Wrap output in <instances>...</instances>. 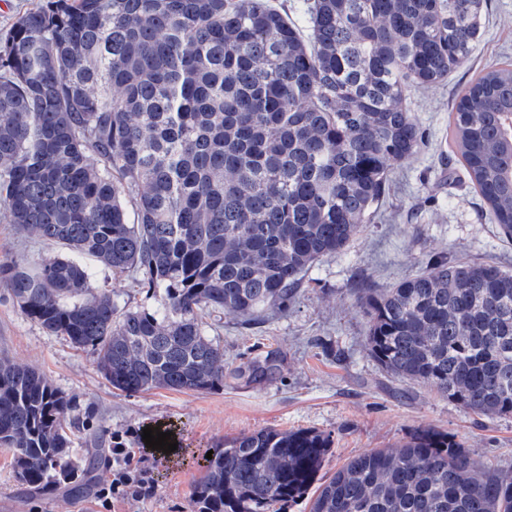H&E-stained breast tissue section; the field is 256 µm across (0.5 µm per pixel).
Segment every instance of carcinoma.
<instances>
[{
    "instance_id": "1",
    "label": "carcinoma",
    "mask_w": 512,
    "mask_h": 512,
    "mask_svg": "<svg viewBox=\"0 0 512 512\" xmlns=\"http://www.w3.org/2000/svg\"><path fill=\"white\" fill-rule=\"evenodd\" d=\"M483 0H306L302 33L272 0H44L0 30V221L59 252L0 264V286L46 333L89 349L113 388H224L206 313L288 312L308 270L370 222L422 133L407 99L478 45ZM457 154L512 238V63L452 112ZM93 259L160 293L155 310L94 285ZM368 355L466 411L512 415V271L446 252L390 288H353ZM270 351L237 368L279 372ZM76 402L0 357V447L33 491H90ZM331 435L261 429L216 450L193 512H512V475L421 429L315 485Z\"/></svg>"
}]
</instances>
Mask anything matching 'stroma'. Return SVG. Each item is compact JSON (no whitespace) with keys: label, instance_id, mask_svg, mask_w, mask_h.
<instances>
[{"label":"stroma","instance_id":"35a3bbf8","mask_svg":"<svg viewBox=\"0 0 512 512\" xmlns=\"http://www.w3.org/2000/svg\"><path fill=\"white\" fill-rule=\"evenodd\" d=\"M483 22L472 56L446 83L412 90L408 107L423 132V145L395 170L393 190L376 218L362 225L342 253L311 268L288 312H269L251 326L224 314L208 317L209 334L224 346L223 389L131 395L114 389L91 350L46 333L0 287V356L34 366L90 410L88 428L103 442L148 427L171 428L178 448L154 468V495L116 503L115 512H192L190 491L207 452L263 428L330 434L333 445L318 475L322 482L349 458L400 447L420 427L457 435L479 466L512 474V416L479 417L434 388L388 376L365 349L366 321L353 295L360 276L386 288L416 274L442 251L512 269V239L490 223L486 204L455 156L441 158L436 149L452 132L451 112L470 80L491 65L512 61V0H484ZM55 252V246L0 222V263ZM88 268L96 285L114 291L120 302L157 308L158 297L134 275L113 277L93 261ZM270 350L283 358L277 379L248 383L233 377V369ZM0 512H98V507L92 495L25 490L10 452L0 448Z\"/></svg>","mask_w":512,"mask_h":512}]
</instances>
